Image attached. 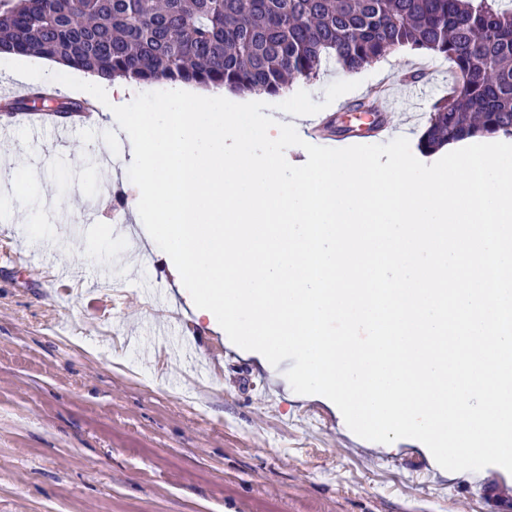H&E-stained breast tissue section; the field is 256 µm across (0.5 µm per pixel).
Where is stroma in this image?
<instances>
[{"mask_svg":"<svg viewBox=\"0 0 512 512\" xmlns=\"http://www.w3.org/2000/svg\"><path fill=\"white\" fill-rule=\"evenodd\" d=\"M452 67L405 50L358 72L298 81L342 124L372 88L417 81L420 105L389 121L417 144ZM0 176L37 173L32 201L61 225L44 244L23 214L0 220V512H512V473L498 466L448 480L420 447L368 450L334 404L295 399L285 377L230 346L218 323L196 322L170 257L124 238L114 212L126 133L113 113L75 126L65 145L0 116ZM125 239L122 252L113 242Z\"/></svg>","mask_w":512,"mask_h":512,"instance_id":"stroma-1","label":"stroma"}]
</instances>
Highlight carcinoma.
<instances>
[{"label": "carcinoma", "instance_id": "obj_1", "mask_svg": "<svg viewBox=\"0 0 512 512\" xmlns=\"http://www.w3.org/2000/svg\"><path fill=\"white\" fill-rule=\"evenodd\" d=\"M448 59L424 151L475 130L512 136V0H0V52L138 84L278 96L334 63L353 73L401 50ZM72 115L88 102L38 91Z\"/></svg>", "mask_w": 512, "mask_h": 512}]
</instances>
